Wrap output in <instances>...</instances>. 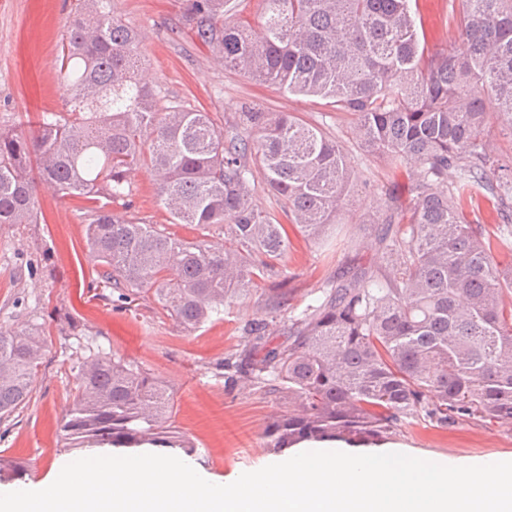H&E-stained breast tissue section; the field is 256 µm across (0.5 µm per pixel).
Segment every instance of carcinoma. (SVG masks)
<instances>
[{"label": "carcinoma", "mask_w": 512, "mask_h": 512, "mask_svg": "<svg viewBox=\"0 0 512 512\" xmlns=\"http://www.w3.org/2000/svg\"><path fill=\"white\" fill-rule=\"evenodd\" d=\"M450 2L458 47L428 43L412 0H265L259 33L232 0H191L183 16L224 68L328 101L355 117L364 153L407 164L408 202L389 192L368 220L392 272L352 268L298 314L288 289H268L264 313L242 329L239 359L224 362L228 383L282 402L264 426L268 448L381 442L420 417L438 427L512 421V263L494 258L496 248L512 252V164L486 139L494 116L512 129V0ZM59 76L64 110L0 127V225L37 223L41 185L82 199L98 265L91 287L111 289L118 307L150 293L191 331L256 279L281 276L288 232L254 204L257 172L313 243L353 190L336 140L294 113L250 108L221 131L208 112L161 111L138 34L112 0L75 5ZM484 85L494 115L477 95ZM145 163L172 223L190 225L193 239L127 215L131 174ZM476 188L497 202L493 240L465 211ZM285 318L288 341L274 345L271 327ZM44 347L36 324L0 330V419L30 400ZM76 370V399L60 421L66 448L193 452L151 373L100 355ZM25 471L0 457L1 483Z\"/></svg>", "instance_id": "obj_1"}]
</instances>
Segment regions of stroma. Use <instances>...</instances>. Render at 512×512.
<instances>
[{"mask_svg": "<svg viewBox=\"0 0 512 512\" xmlns=\"http://www.w3.org/2000/svg\"><path fill=\"white\" fill-rule=\"evenodd\" d=\"M75 0H0V124L61 111L69 97L58 78V54ZM189 0H112L113 13L140 35L142 66L160 106L211 113L216 124L247 107L292 112L336 138L353 168L356 192L339 212L321 246L290 231L286 287L298 309L344 270L388 261L365 234L368 213L382 207L389 188L402 187L404 168L393 169L359 148L351 115L324 100L288 94L225 69L220 58L191 36L177 34ZM132 212L153 224H169L148 167L132 175ZM79 199L48 187L38 190L41 221L0 228V327L40 325L46 348L29 403L0 421V456L26 462L22 483L50 477L60 460L74 459L57 430L74 399L73 364L79 353L116 355L140 365L172 395L176 424L196 446L194 462L221 479L277 459L263 429L276 400L261 388L224 382L220 364L238 355L243 326L264 303L263 289L229 302L224 316L193 331L178 327L151 296L119 309L95 296L93 263L85 244ZM391 443L426 460L440 456L482 457L512 452V424L466 420L439 428L410 420Z\"/></svg>", "mask_w": 512, "mask_h": 512, "instance_id": "35a3bbf8", "label": "stroma"}]
</instances>
